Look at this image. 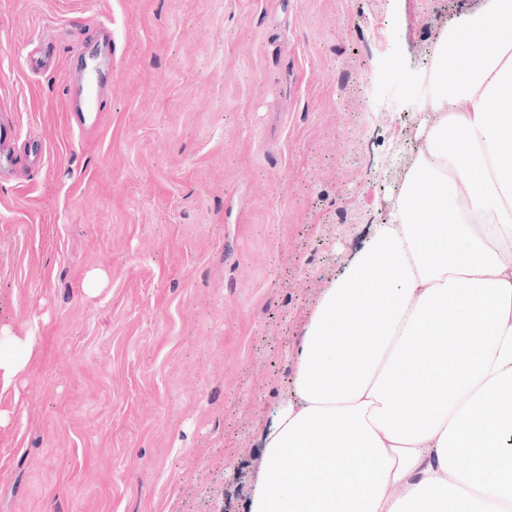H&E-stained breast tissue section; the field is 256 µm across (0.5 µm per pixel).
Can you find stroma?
<instances>
[{"instance_id":"35a3bbf8","label":"stroma","mask_w":512,"mask_h":512,"mask_svg":"<svg viewBox=\"0 0 512 512\" xmlns=\"http://www.w3.org/2000/svg\"><path fill=\"white\" fill-rule=\"evenodd\" d=\"M483 2L0 0V113L19 164L51 150L0 182V328L37 344L0 512H249L291 355L435 119L427 55ZM54 26L59 67L18 73ZM85 45L112 77L78 132Z\"/></svg>"}]
</instances>
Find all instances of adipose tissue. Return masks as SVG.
I'll return each mask as SVG.
<instances>
[{
	"instance_id": "obj_1",
	"label": "adipose tissue",
	"mask_w": 512,
	"mask_h": 512,
	"mask_svg": "<svg viewBox=\"0 0 512 512\" xmlns=\"http://www.w3.org/2000/svg\"><path fill=\"white\" fill-rule=\"evenodd\" d=\"M429 70L426 148L292 354L250 512H512V0ZM35 349L0 340V385Z\"/></svg>"
}]
</instances>
